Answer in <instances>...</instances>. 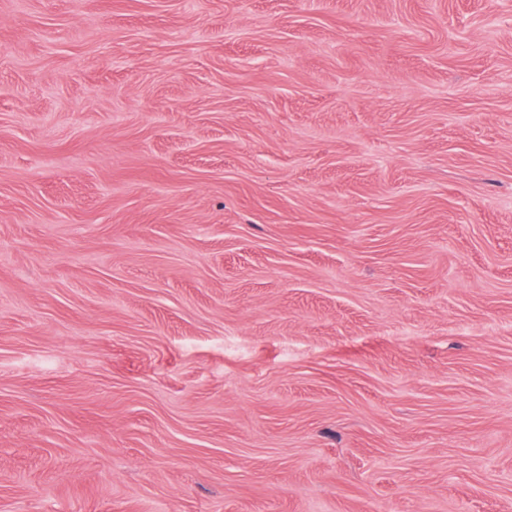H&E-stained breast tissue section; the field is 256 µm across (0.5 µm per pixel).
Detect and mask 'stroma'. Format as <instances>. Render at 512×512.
Returning a JSON list of instances; mask_svg holds the SVG:
<instances>
[{"label":"stroma","mask_w":512,"mask_h":512,"mask_svg":"<svg viewBox=\"0 0 512 512\" xmlns=\"http://www.w3.org/2000/svg\"><path fill=\"white\" fill-rule=\"evenodd\" d=\"M0 512H512V0H0Z\"/></svg>","instance_id":"1"}]
</instances>
